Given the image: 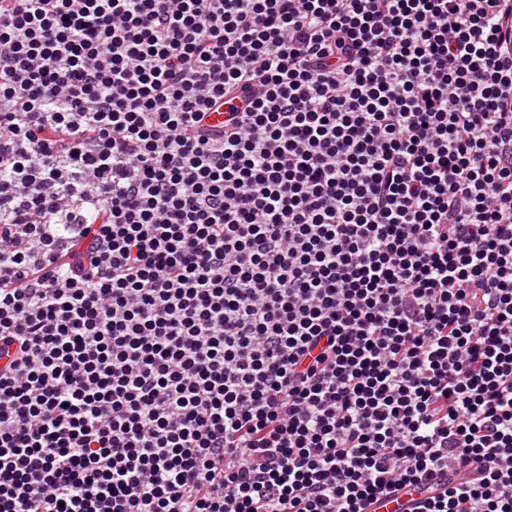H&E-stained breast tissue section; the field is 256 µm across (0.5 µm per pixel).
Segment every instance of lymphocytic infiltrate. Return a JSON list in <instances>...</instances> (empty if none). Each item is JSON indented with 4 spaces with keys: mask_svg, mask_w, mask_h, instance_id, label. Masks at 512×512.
Listing matches in <instances>:
<instances>
[{
    "mask_svg": "<svg viewBox=\"0 0 512 512\" xmlns=\"http://www.w3.org/2000/svg\"><path fill=\"white\" fill-rule=\"evenodd\" d=\"M436 478L512 512V0H0V512Z\"/></svg>",
    "mask_w": 512,
    "mask_h": 512,
    "instance_id": "f902f5d3",
    "label": "lymphocytic infiltrate"
}]
</instances>
